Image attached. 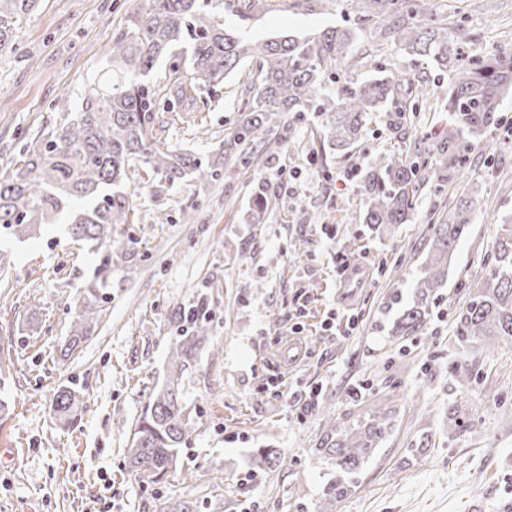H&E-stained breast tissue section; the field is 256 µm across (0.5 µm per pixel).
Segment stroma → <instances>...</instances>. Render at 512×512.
Masks as SVG:
<instances>
[{"mask_svg":"<svg viewBox=\"0 0 512 512\" xmlns=\"http://www.w3.org/2000/svg\"><path fill=\"white\" fill-rule=\"evenodd\" d=\"M448 32L470 55L512 46V0L485 14L475 0H438ZM135 0H40L21 21L12 46L0 50V180L34 139L77 112L106 70V48ZM348 0L335 6L279 10L249 20L227 17L245 40L307 35L347 24ZM360 76L377 67L423 74L391 39L372 30L355 45ZM245 73L223 88L199 90L193 105L163 113V142L201 155L218 151L237 125ZM501 122L471 137L466 173L420 193L412 220L379 235L360 216L362 176L373 156L429 145L448 124L443 109L390 113L370 120L347 155L322 146V122L311 112L283 114L268 164L234 167L217 179L159 188L136 173L128 189L137 241L130 264L112 267L110 300L93 334L69 357L60 345L81 310L97 264L66 224L35 237L0 238L8 263L0 271V512H163L166 501H191L194 512H315L330 466L314 456L327 419L354 423L371 399L391 410L392 428L352 494L335 512H512V342L488 353L459 346L456 309L468 298L498 232L484 214L455 249L448 286L422 335L394 338L388 301L411 303L426 256L438 200L483 185L482 205L512 217V97ZM275 204L265 221L247 212L256 187ZM361 267L348 288L337 253ZM204 305L208 339L182 378L186 404L202 418L181 464L194 478L170 475L143 487L123 464L134 425L181 330L175 314ZM354 322L351 335L325 332L323 321ZM285 384L315 393L298 412L261 385L272 370ZM76 387L84 410L68 429L52 413L59 387ZM461 402L466 426L448 434V404ZM426 449H419L420 440ZM257 448H278L286 465L248 485L240 479Z\"/></svg>","mask_w":512,"mask_h":512,"instance_id":"35a3bbf8","label":"stroma"}]
</instances>
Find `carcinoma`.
Returning a JSON list of instances; mask_svg holds the SVG:
<instances>
[{
  "label": "carcinoma",
  "instance_id": "1",
  "mask_svg": "<svg viewBox=\"0 0 512 512\" xmlns=\"http://www.w3.org/2000/svg\"><path fill=\"white\" fill-rule=\"evenodd\" d=\"M38 2L0 0V50L12 43L20 21ZM136 2L128 25L112 34L110 70L89 88L82 111L70 113L48 137L30 143L9 178L0 181V230L18 240L30 238L64 215L73 240L100 255L82 310L61 345L65 357L94 330L93 316L107 302L112 257L124 263L133 260L138 241L117 230L134 216L128 190L132 174L142 169L170 186L189 179L206 183L218 176V160L159 145L155 128L163 97L192 100L199 87L213 89L251 62L256 70L245 88L243 117L224 138V164L246 169L264 165L265 153H249L247 146L263 140L274 130L277 116L286 112L322 116L329 145L348 153L358 147L367 122L399 103L401 89L414 84L405 71L378 70L369 78L349 80L348 72L357 65L353 49L359 32L384 30L401 51L446 73L447 85L439 88L448 129L428 153L416 148L380 154L371 161L362 185L363 223L383 232L411 220L424 187L449 179L464 167L460 144L499 121L500 105L512 94V48L493 56L463 58L459 47L448 42V28L436 17L433 0H348L355 17L352 26L261 44L235 37L221 19L226 14L250 19L281 5L302 8L307 0ZM163 55L174 61L163 81L155 82L149 74ZM428 109V94L418 84L403 111ZM480 192L472 183L440 222L430 225V247L416 281L417 294L400 311L393 336H415L425 327L437 290L446 284L456 241L467 232L480 204ZM269 203L268 193L257 190L253 223H263ZM498 231L491 266L454 314L462 345L480 341L493 350L499 341L512 340V225L504 221ZM202 314L201 307L179 313V320L192 326L191 334L172 346L165 381L153 389L127 449L129 471L146 487L162 483L177 469L189 443L194 418L184 404L181 379L207 337ZM81 409L80 391L61 386L53 408L61 426L70 428ZM390 422L389 412L376 405L363 423L329 426L326 437L332 438L331 444L314 452L335 468L336 479L328 484L316 512H333L336 503L352 492L358 474L378 453ZM284 463L285 455L276 449L258 448L251 475Z\"/></svg>",
  "mask_w": 512,
  "mask_h": 512
}]
</instances>
